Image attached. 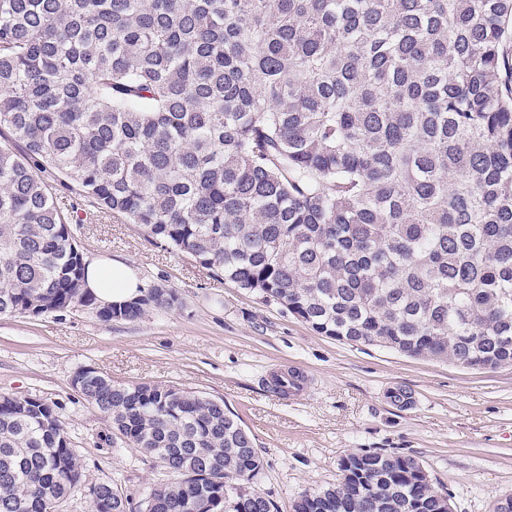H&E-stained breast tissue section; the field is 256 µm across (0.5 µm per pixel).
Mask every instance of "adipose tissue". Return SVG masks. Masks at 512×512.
I'll return each mask as SVG.
<instances>
[{"label":"adipose tissue","instance_id":"1","mask_svg":"<svg viewBox=\"0 0 512 512\" xmlns=\"http://www.w3.org/2000/svg\"><path fill=\"white\" fill-rule=\"evenodd\" d=\"M85 288L103 305L123 304L135 299L142 286L138 270L110 258H95L86 265Z\"/></svg>","mask_w":512,"mask_h":512}]
</instances>
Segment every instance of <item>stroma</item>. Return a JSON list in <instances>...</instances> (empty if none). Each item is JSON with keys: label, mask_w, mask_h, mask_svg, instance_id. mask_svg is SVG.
I'll list each match as a JSON object with an SVG mask.
<instances>
[{"label": "stroma", "mask_w": 512, "mask_h": 512, "mask_svg": "<svg viewBox=\"0 0 512 512\" xmlns=\"http://www.w3.org/2000/svg\"><path fill=\"white\" fill-rule=\"evenodd\" d=\"M76 236L85 258L125 260L144 285L164 283L181 305L134 322L101 321L75 305L38 317L0 318V393L54 404L83 464L64 512H92L87 488L109 483L140 500L162 469L112 432V420L70 385L93 368L117 384L151 383L220 399L263 460L251 486L291 512L303 492L339 482L352 454L415 458L453 512H492L512 496V366L473 370L351 345L314 331L280 305L217 278L137 225L92 209ZM311 380L299 400L277 395L273 371ZM411 404L395 402V390Z\"/></svg>", "instance_id": "35a3bbf8"}]
</instances>
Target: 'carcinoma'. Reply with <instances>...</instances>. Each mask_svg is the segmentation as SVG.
<instances>
[{
	"instance_id": "cac0c4a2",
	"label": "carcinoma",
	"mask_w": 512,
	"mask_h": 512,
	"mask_svg": "<svg viewBox=\"0 0 512 512\" xmlns=\"http://www.w3.org/2000/svg\"><path fill=\"white\" fill-rule=\"evenodd\" d=\"M57 182L324 336L512 364V0H0V317L176 307L96 303ZM76 379L169 475L139 512H272L223 402ZM82 469L49 403L0 394V512H63ZM421 469L353 454L292 509L441 512Z\"/></svg>"
}]
</instances>
